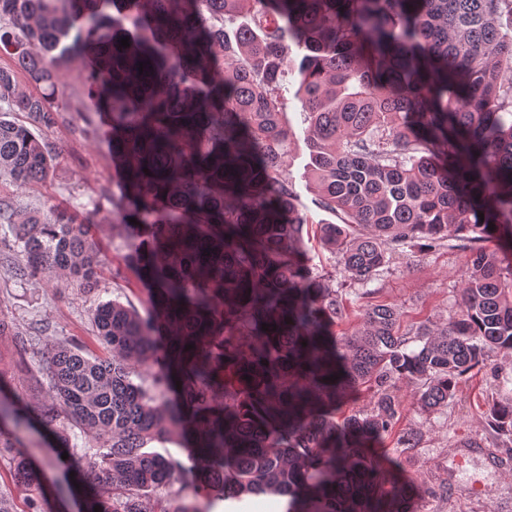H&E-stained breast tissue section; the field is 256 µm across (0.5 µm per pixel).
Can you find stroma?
<instances>
[{
  "instance_id": "obj_1",
  "label": "stroma",
  "mask_w": 512,
  "mask_h": 512,
  "mask_svg": "<svg viewBox=\"0 0 512 512\" xmlns=\"http://www.w3.org/2000/svg\"><path fill=\"white\" fill-rule=\"evenodd\" d=\"M83 60H74L58 72V91L53 101L56 121L39 132L57 153L53 174L44 182L24 188L0 183V197L30 203L39 209L57 204L80 221L94 227L107 268L95 290L58 288L41 278L0 282V315L12 322L16 333L0 336V397L15 398L35 407L46 402V388L31 378L30 367L47 344L61 338L82 342L86 352L100 348L92 334L89 311L97 303L117 300L145 309L148 289L135 277L129 264L130 240L123 224L112 212V142L102 118L80 104L88 89ZM289 117L295 138L288 150L287 173L301 202L314 219L333 221V214L314 208L315 195L306 178L308 161L305 126L300 106L290 102ZM468 253L457 246L423 249L410 243L395 247L393 258L370 283V298L349 290L350 323H357L366 302L393 305L404 325L447 318L458 298V283L465 271ZM31 340L20 352L18 338ZM512 377V356L498 358L493 371H473L460 384L447 407L421 411L413 386L399 385V419L392 434L376 446L378 457L399 476V486L409 498L413 512H512V459L496 463L492 451L500 450L502 438L487 428L483 416L495 394V377ZM416 431V447L399 444L398 436ZM472 436L482 443L465 462H458L461 438ZM21 446L41 464L39 485L14 482L9 457L0 458V485L13 494L18 512H81L84 489L73 495L56 492L67 474L56 461L58 450L37 431L21 435Z\"/></svg>"
}]
</instances>
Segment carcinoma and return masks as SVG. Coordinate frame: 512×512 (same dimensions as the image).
Segmentation results:
<instances>
[{"label": "carcinoma", "instance_id": "obj_1", "mask_svg": "<svg viewBox=\"0 0 512 512\" xmlns=\"http://www.w3.org/2000/svg\"><path fill=\"white\" fill-rule=\"evenodd\" d=\"M0 50L14 60L0 68V180L49 178L56 154L5 115L52 125L58 67L88 58L90 106L123 167L112 204L133 271L153 284L143 314L91 309L105 355L51 345L35 371L49 403L30 413L0 398L14 480L36 478L13 441L34 415L99 488L84 512L268 494L286 512H408L368 446L396 424L398 384L433 411L512 353V0H0ZM289 74L315 206L338 218L318 223L319 244L364 287L388 244L470 243L447 322L402 333L394 307L371 304L353 332L328 334L348 311L343 289L300 261L314 220L286 175ZM4 225L12 278L100 282L91 225L68 211L40 220L0 198ZM356 387L372 410L337 421ZM485 420L512 454V398ZM173 437L194 449L191 467L145 451Z\"/></svg>", "mask_w": 512, "mask_h": 512}]
</instances>
